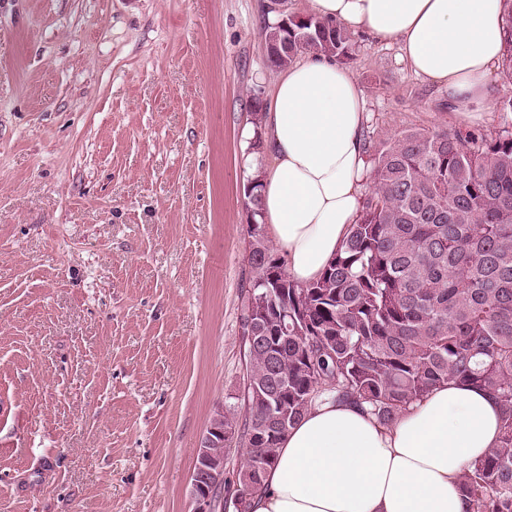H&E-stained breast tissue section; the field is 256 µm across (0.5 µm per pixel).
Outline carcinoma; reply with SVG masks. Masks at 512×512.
Returning a JSON list of instances; mask_svg holds the SVG:
<instances>
[{
    "mask_svg": "<svg viewBox=\"0 0 512 512\" xmlns=\"http://www.w3.org/2000/svg\"><path fill=\"white\" fill-rule=\"evenodd\" d=\"M281 69L301 52L352 55L347 29L312 15L262 28ZM503 66L512 75V0ZM495 131L406 129L365 147L370 191L340 250L300 285L267 237L259 180L248 199L249 275L242 290L244 388L211 426L245 448L244 509L282 436L317 401L365 403L383 425L454 379L501 411L499 443L474 461L462 491L472 512H512V97Z\"/></svg>",
    "mask_w": 512,
    "mask_h": 512,
    "instance_id": "cac0c4a2",
    "label": "carcinoma"
}]
</instances>
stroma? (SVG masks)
I'll return each instance as SVG.
<instances>
[{"label":"stroma","instance_id":"obj_1","mask_svg":"<svg viewBox=\"0 0 512 512\" xmlns=\"http://www.w3.org/2000/svg\"><path fill=\"white\" fill-rule=\"evenodd\" d=\"M268 0H0V512H192L246 358ZM364 132L498 127L351 35Z\"/></svg>","mask_w":512,"mask_h":512}]
</instances>
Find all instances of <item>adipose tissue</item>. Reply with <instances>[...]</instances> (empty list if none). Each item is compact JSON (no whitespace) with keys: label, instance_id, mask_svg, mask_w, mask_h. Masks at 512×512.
Wrapping results in <instances>:
<instances>
[{"label":"adipose tissue","instance_id":"adipose-tissue-1","mask_svg":"<svg viewBox=\"0 0 512 512\" xmlns=\"http://www.w3.org/2000/svg\"><path fill=\"white\" fill-rule=\"evenodd\" d=\"M310 14L401 45L424 78L446 84L463 118L504 51L505 0H308ZM363 96L335 57L310 52L277 78L263 122L266 233L298 283L316 280L361 206ZM500 439L484 391L456 381L391 425L347 402H316L284 435L250 512H468V466Z\"/></svg>","mask_w":512,"mask_h":512}]
</instances>
